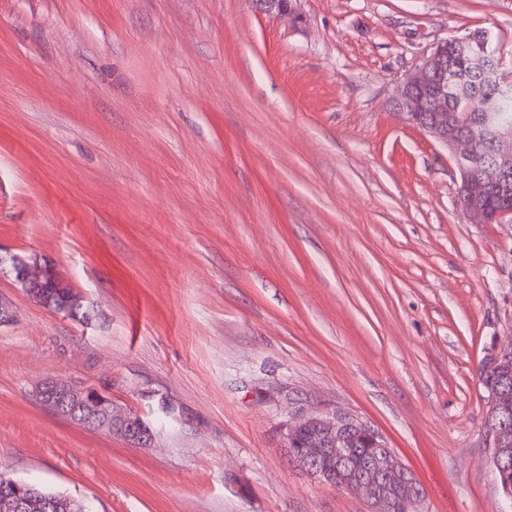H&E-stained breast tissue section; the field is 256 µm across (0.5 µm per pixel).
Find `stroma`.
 Segmentation results:
<instances>
[{
	"instance_id": "35a3bbf8",
	"label": "stroma",
	"mask_w": 512,
	"mask_h": 512,
	"mask_svg": "<svg viewBox=\"0 0 512 512\" xmlns=\"http://www.w3.org/2000/svg\"><path fill=\"white\" fill-rule=\"evenodd\" d=\"M293 7L0 0V249L92 315L0 275L1 476L98 512H370L283 447L290 412L341 409L425 512H501L479 367L512 336V223H470L454 157L393 100L477 29L512 71V0ZM46 379L105 391L154 444L54 414ZM9 265L10 271L14 274V278L26 294L35 302L56 312H65L70 314L72 309L69 305L64 304L54 308L52 298L47 288H63L66 285L50 270L45 264H41L36 257L34 261L27 258L8 254H0V271L3 265ZM2 272V271H1Z\"/></svg>"
}]
</instances>
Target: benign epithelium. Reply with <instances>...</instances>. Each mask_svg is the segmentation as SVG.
I'll use <instances>...</instances> for the list:
<instances>
[{
	"mask_svg": "<svg viewBox=\"0 0 512 512\" xmlns=\"http://www.w3.org/2000/svg\"><path fill=\"white\" fill-rule=\"evenodd\" d=\"M475 72L495 85L502 95L512 90V82L503 75L487 31L476 37L447 38L433 47L400 83L395 108L407 123L424 130L442 146L463 147L458 161L460 199L472 222L512 223V206L504 204L491 210L485 204L492 187L508 193V183L512 181V126L498 121V100L471 83ZM450 101L457 116L469 125L468 132H457L455 124L448 121ZM479 138L488 142L492 160L475 151L474 142ZM6 264L26 294L41 306L67 314L73 307L83 308L78 293L72 307L52 305L49 289L62 288L64 282L40 260L0 255V267ZM35 395L57 415L118 434L134 445L146 446L155 439L153 430L141 417L119 407L98 389H78L65 381L49 379L35 386ZM307 430L315 431L314 436L298 444L299 436ZM282 431L284 448L293 461L323 482L362 495L371 505V512H392L390 502L394 493L400 495L403 512H423L424 492L420 484L384 437L368 423L341 410L323 414L300 408L282 424ZM354 432L367 435L379 455L366 467L343 470L338 475L334 465L336 452ZM488 441L486 463L495 476L503 467L502 436L490 433Z\"/></svg>",
	"mask_w": 512,
	"mask_h": 512,
	"instance_id": "1",
	"label": "benign epithelium"
}]
</instances>
